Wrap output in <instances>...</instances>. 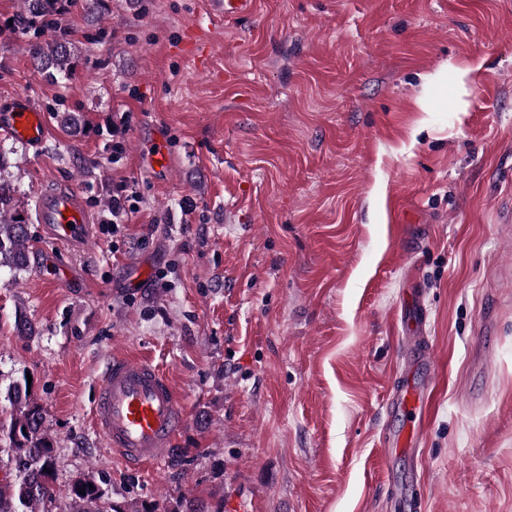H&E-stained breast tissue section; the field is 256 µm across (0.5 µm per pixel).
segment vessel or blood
<instances>
[{
    "label": "vessel or blood",
    "mask_w": 512,
    "mask_h": 512,
    "mask_svg": "<svg viewBox=\"0 0 512 512\" xmlns=\"http://www.w3.org/2000/svg\"><path fill=\"white\" fill-rule=\"evenodd\" d=\"M225 16L248 18L255 0H212ZM0 133L26 146L39 147L48 136L44 115L20 93L0 104ZM148 162L159 176L168 173V146L156 136L147 149ZM38 220L56 247H82L91 236L90 215L72 188L46 186L38 203ZM184 410L165 371L152 362L117 355L106 364L91 410L94 429L106 446L133 465L163 460L184 423Z\"/></svg>",
    "instance_id": "b4317fda"
}]
</instances>
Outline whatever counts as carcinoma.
Instances as JSON below:
<instances>
[{
    "mask_svg": "<svg viewBox=\"0 0 512 512\" xmlns=\"http://www.w3.org/2000/svg\"><path fill=\"white\" fill-rule=\"evenodd\" d=\"M61 0H23V9L13 16V24L34 33L31 57L37 68L51 78L67 77L76 62L73 42L53 26L60 13ZM29 236L25 221L19 218L13 185L0 178V268L22 270L27 266ZM27 380L13 383L8 392L11 406L9 424L0 422L10 441L9 461L16 474L0 482V512H51L57 501L54 486L59 459L44 424V409ZM85 494H79V490ZM66 503L58 512H157L156 504L146 501L116 505L106 497L93 473L70 483Z\"/></svg>",
    "mask_w": 512,
    "mask_h": 512,
    "instance_id": "carcinoma-1",
    "label": "carcinoma"
}]
</instances>
